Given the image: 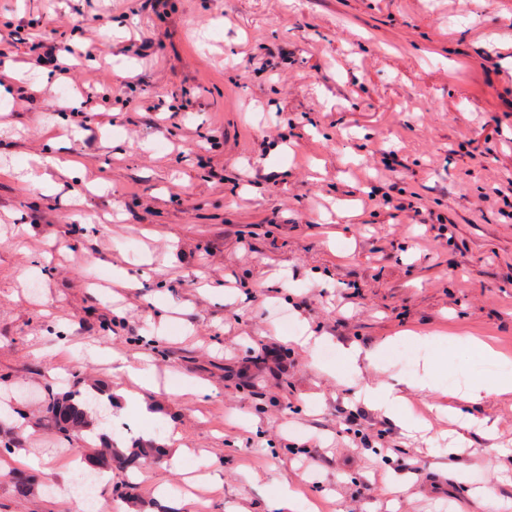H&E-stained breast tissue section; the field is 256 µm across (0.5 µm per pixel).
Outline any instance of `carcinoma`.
<instances>
[{
  "mask_svg": "<svg viewBox=\"0 0 512 512\" xmlns=\"http://www.w3.org/2000/svg\"><path fill=\"white\" fill-rule=\"evenodd\" d=\"M109 393L105 388H93V394H81L79 391L57 393L52 386L44 391L45 422L53 430L61 443H76L80 447L82 461L87 463L93 456H103L105 461L96 467L100 472L112 470V464L130 466L139 459L160 462L163 460L162 446L154 443H138L131 448L122 450L112 439L103 433L92 431V422L88 407L98 397ZM138 488L133 484L121 481L108 484L106 492L112 500L127 502L136 498Z\"/></svg>",
  "mask_w": 512,
  "mask_h": 512,
  "instance_id": "1",
  "label": "carcinoma"
}]
</instances>
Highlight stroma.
Segmentation results:
<instances>
[{
	"label": "stroma",
	"instance_id": "obj_1",
	"mask_svg": "<svg viewBox=\"0 0 512 512\" xmlns=\"http://www.w3.org/2000/svg\"><path fill=\"white\" fill-rule=\"evenodd\" d=\"M62 14L98 23L107 58L61 79L7 68L39 96L0 112V398L16 409L0 419L38 418L52 381L108 385L121 415L111 355L147 356L156 414L122 415L117 442L177 430L188 453L143 467L138 512H194L183 492L197 473L209 512H277L286 487L306 512H512V395L462 406L448 393L512 373V224L474 208L512 172V0H0V25ZM144 30L145 57L128 47ZM103 84L120 96L89 105L112 120L88 147L60 116ZM284 116L290 141L266 137ZM464 140L489 159L454 152ZM382 148L447 214V236L370 213ZM257 167L270 181H252ZM115 267L125 281L93 287ZM295 331L324 342L304 349ZM468 336L504 363L468 353ZM430 374L435 390L414 388ZM377 383L405 398L403 418L358 399ZM457 405L473 424L451 455ZM56 442L25 433L13 465L37 485L17 497L0 470V512H80L47 484L74 477Z\"/></svg>",
	"mask_w": 512,
	"mask_h": 512
}]
</instances>
